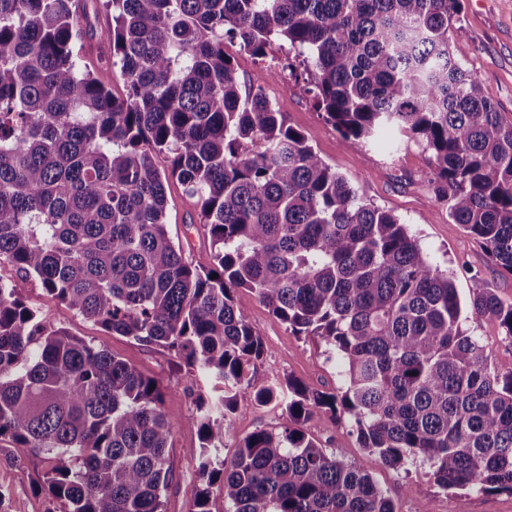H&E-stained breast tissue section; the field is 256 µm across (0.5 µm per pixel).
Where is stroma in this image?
I'll return each mask as SVG.
<instances>
[{"instance_id":"obj_1","label":"stroma","mask_w":512,"mask_h":512,"mask_svg":"<svg viewBox=\"0 0 512 512\" xmlns=\"http://www.w3.org/2000/svg\"><path fill=\"white\" fill-rule=\"evenodd\" d=\"M458 21L449 32L454 58L467 70L487 74L485 96L506 114H512V0H461ZM225 50L237 63V74L248 88L262 86L286 123L306 134L318 155L337 172L360 186L377 206L390 211L415 235L430 260L448 271L461 304H469L478 288L493 289L512 300V274L496 266L482 241L453 223L445 204L434 198L430 183V154L406 136H398L392 148L375 144L357 145L341 136L318 109L305 77L276 65L284 57L280 44H272L266 59L259 60L238 46ZM193 200L184 196L178 184L169 191V231L180 244L188 262L200 268L212 265L209 236L198 224ZM0 280L17 284L29 300L55 326L72 335L110 350L155 379L165 392L163 410L172 424L169 468L172 480L165 500L167 512H190L200 485L195 458L200 444L192 398L210 391L209 381L188 374L183 363L166 348L146 345L106 333L93 321L77 315L48 295L40 281L22 278L10 264L0 265ZM249 323L262 339L263 355L251 367L254 385L299 380L322 390H333L343 382L344 365L337 354L328 352L316 336H297L276 320L257 297L239 292ZM486 347L495 371H512V343L505 340L497 322L483 320L474 325ZM287 414L276 402L258 404L251 394L240 395L237 409L225 426L221 456L232 463L239 442L254 431L280 430ZM303 428L330 451H342L346 460L368 471L376 484L398 503L400 512H512V495L467 493L458 500L433 483L428 465L417 462L407 470L383 467L361 448L350 422L314 412ZM47 470L44 457L18 448L9 437L0 438V512H49L51 504L43 490Z\"/></svg>"}]
</instances>
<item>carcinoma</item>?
<instances>
[{"mask_svg":"<svg viewBox=\"0 0 512 512\" xmlns=\"http://www.w3.org/2000/svg\"><path fill=\"white\" fill-rule=\"evenodd\" d=\"M0 0V264L105 332L165 347L212 383L197 396L200 487L191 512H400L365 470L303 430L353 422L393 470L429 465L439 489L512 494V372L488 365L453 280L406 224L374 205L247 91L226 43L303 56L317 107L365 144L406 133L430 152L436 200L512 274V117L487 75L449 49L460 0ZM99 30L125 86L115 97L75 43ZM170 154L161 170L156 157ZM176 180L196 200L212 267L168 232ZM346 364L336 393L290 379L256 387L261 337L235 293ZM473 320L512 341V301L490 288ZM281 402L224 467L237 397ZM157 382L41 316L0 280V437L49 462L58 512H166L171 424Z\"/></svg>","mask_w":512,"mask_h":512,"instance_id":"obj_1","label":"carcinoma"}]
</instances>
